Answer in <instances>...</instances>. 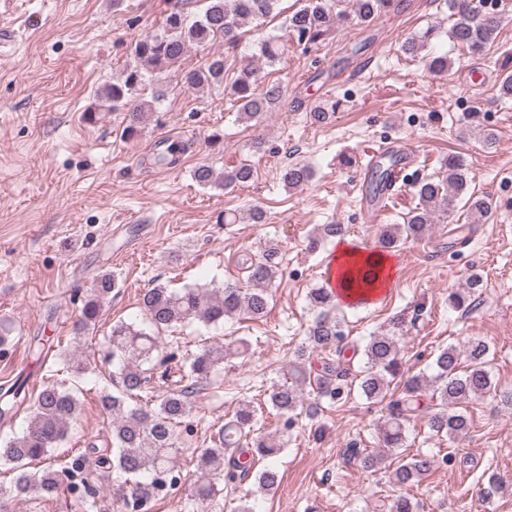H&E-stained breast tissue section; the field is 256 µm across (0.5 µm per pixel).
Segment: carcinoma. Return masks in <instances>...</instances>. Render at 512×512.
<instances>
[{
	"instance_id": "carcinoma-1",
	"label": "carcinoma",
	"mask_w": 512,
	"mask_h": 512,
	"mask_svg": "<svg viewBox=\"0 0 512 512\" xmlns=\"http://www.w3.org/2000/svg\"><path fill=\"white\" fill-rule=\"evenodd\" d=\"M472 0H449L457 15L450 37L473 52L481 51L493 41L501 20L495 13H473ZM160 28L130 43L131 62L112 82L100 85L95 97L97 107L109 112L127 113L125 135H136L147 118L157 111V96H143L147 77L160 78L171 74L182 86L200 93L224 85V54L214 53L201 65L183 70L182 58L189 49L224 43L235 49L242 30L258 27L274 14L279 0H203V8L190 10L193 0H165ZM393 0H308L301 9L284 22L285 35L298 43H314L336 29L347 15L355 13L362 23H371L388 11ZM285 42L269 37L258 43L259 56L266 63L279 60ZM261 67L246 63L239 68L230 90L239 104V117L259 120L277 107L282 88L277 83L260 87ZM185 146L174 144L153 154L159 165H173L176 154ZM441 178H429L415 186L419 203L402 224L384 227L380 245L394 249L408 238L427 235L431 225L448 220L453 202L460 200L473 219L485 217L491 202L469 192L470 174L464 159L450 155L440 163ZM253 175L252 167L241 165L230 171L216 173L202 163L194 170L195 181L204 186L226 187L245 183ZM311 169L291 165L283 170L282 180L290 188L309 180ZM278 251L264 248L247 251L240 259L247 273V286L225 283L222 287H186L171 290L161 284L147 289L141 298L144 321L140 324L119 321L112 325L105 338L104 360L117 366L112 388H103L99 402L110 420L112 450L103 454L99 467L107 470L108 492L91 483L85 473V453L67 455L54 461V452L66 441L68 430L79 414L78 387L45 379L38 389L31 390L23 381L0 385V420H11L25 410L29 423L25 430L12 437H0V468L13 473L9 486H0V512H7L8 501L22 500L34 494L53 495L66 488L84 512H105L103 502L116 501L134 512H148V486L165 487V478L174 472L173 460L178 453V428L192 418L195 405L191 395L231 358L244 355L245 340L240 346L225 349L203 346L189 355L170 379L169 363L175 353L161 346V333L193 319L205 325L246 313L253 318L266 315L270 288L280 274ZM479 274L468 276L466 284L448 292V305L456 310H469L475 290L481 287ZM121 287L117 274L105 272L93 282L83 296L80 316L73 327L81 336L96 324L103 303ZM313 317L305 331L303 345L291 362L288 377L269 387L268 403L282 423V433L296 425L300 413L317 414L320 402L340 398L346 389L357 387L366 400L384 404L385 415L378 428L381 445L394 452L405 447L407 425L420 413H426L436 435L450 439L467 434L470 425L465 404L491 393L501 401L512 403V390L498 391L488 368L489 346L479 339H467L462 346L449 345L436 355L431 373L419 371L401 375L403 356L400 340L407 317L400 314L389 322L388 330L370 335L363 349L352 347V355L363 356L359 370L350 372L344 319L339 314L336 295L324 287L312 288L307 295ZM321 358L319 373L312 374V358ZM54 364L80 378L88 371L75 354L58 351ZM401 378L398 396L388 397L390 383ZM431 395L433 402L423 403ZM254 399L239 400L233 415L212 432L204 448L196 455L200 477L190 502L189 512H223L220 496L224 485L254 476L258 488L269 493L280 483L274 459L284 449L265 434L257 431ZM343 455L365 469H375L387 456L351 443ZM48 462L41 472H31L33 462ZM439 464L433 455L414 454L401 458L393 469V482L410 486L420 482ZM388 512H418V503L401 492L389 499Z\"/></svg>"
}]
</instances>
